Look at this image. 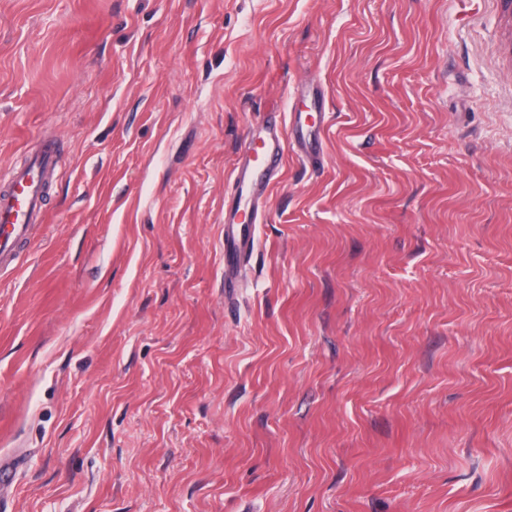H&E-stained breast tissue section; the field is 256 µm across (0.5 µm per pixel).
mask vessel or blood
I'll list each match as a JSON object with an SVG mask.
<instances>
[{"label": "vessel or blood", "mask_w": 512, "mask_h": 512, "mask_svg": "<svg viewBox=\"0 0 512 512\" xmlns=\"http://www.w3.org/2000/svg\"><path fill=\"white\" fill-rule=\"evenodd\" d=\"M318 139L319 132L309 127L306 113L296 111L290 113L287 128L271 120L265 136L248 135L246 151L231 177L240 192L249 196L252 214L261 212L265 192L286 161V148H295L312 165H320L321 154L314 148ZM56 165L54 146L43 145L26 166L14 172L9 188L0 192V271L14 268L18 247L28 239L33 225L44 223V175ZM255 242V225L238 223L236 211H228L224 220L225 293L234 294Z\"/></svg>", "instance_id": "vessel-or-blood-1"}]
</instances>
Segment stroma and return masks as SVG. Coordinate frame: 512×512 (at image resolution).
I'll list each match as a JSON object with an SVG mask.
<instances>
[{
	"label": "stroma",
	"mask_w": 512,
	"mask_h": 512,
	"mask_svg": "<svg viewBox=\"0 0 512 512\" xmlns=\"http://www.w3.org/2000/svg\"><path fill=\"white\" fill-rule=\"evenodd\" d=\"M322 87L224 296L247 132ZM0 512H512V0H0ZM56 165L54 146L44 144L26 166L13 173L10 187L0 192V271L14 268L18 247L34 224L45 222L44 174Z\"/></svg>",
	"instance_id": "stroma-1"
}]
</instances>
